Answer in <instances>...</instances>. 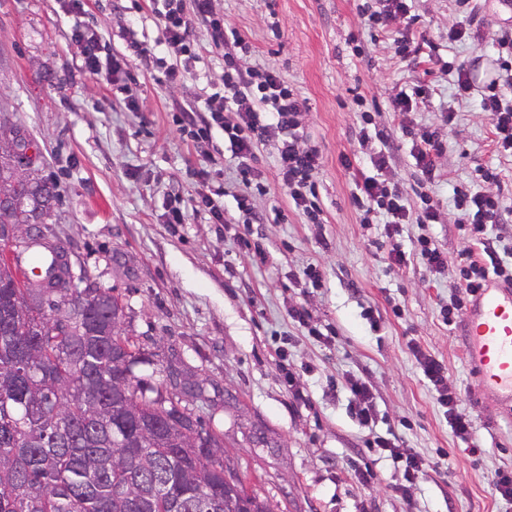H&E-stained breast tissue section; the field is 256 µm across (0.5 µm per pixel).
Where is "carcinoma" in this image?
<instances>
[{
	"label": "carcinoma",
	"instance_id": "1",
	"mask_svg": "<svg viewBox=\"0 0 512 512\" xmlns=\"http://www.w3.org/2000/svg\"><path fill=\"white\" fill-rule=\"evenodd\" d=\"M32 147L18 119L0 131ZM0 153V226L39 224L57 204L55 184ZM53 255L23 277L0 244V512H225L219 437L185 403L203 399L181 384L168 397L134 381L139 348L114 328L118 298L86 274L74 277L67 243L38 239Z\"/></svg>",
	"mask_w": 512,
	"mask_h": 512
}]
</instances>
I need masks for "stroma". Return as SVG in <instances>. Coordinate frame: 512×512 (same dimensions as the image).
<instances>
[{
	"mask_svg": "<svg viewBox=\"0 0 512 512\" xmlns=\"http://www.w3.org/2000/svg\"><path fill=\"white\" fill-rule=\"evenodd\" d=\"M87 3L83 21L109 53H124L130 33L155 45L160 32L148 0ZM473 3L470 24L458 0H409L416 31L436 48L431 60L423 51L400 56L392 36L369 26L377 0H217L226 28L250 46L241 66L276 70L305 101L303 126L322 157L314 181L323 221L308 223L280 188L273 145L254 161L261 188H248L217 135L210 149L222 162L226 223L201 214L170 224L168 211L202 189L199 158L170 111L203 101L224 71L221 51L195 32L198 76L174 86L161 70L131 68L127 84L139 106L132 112L105 78L83 71L69 39L73 19L59 0H0V108L26 128L41 152L39 174L59 194L44 232L67 241L75 273L118 298L124 328L145 357L137 379L165 394L172 382L198 381L205 399L192 403L194 414L222 438L250 489L280 512L500 510L493 480L512 469V409L475 381L461 325L444 322L440 309L458 292L467 246L455 225L454 189L478 168L497 169L504 211L488 233L512 236V157L496 150L481 90L458 101L451 76L433 73L431 97L406 117L388 108L430 64L496 58L493 42L512 28V8ZM465 23L472 38L449 41V29ZM365 110L385 138L362 140ZM405 124L436 130L446 144L435 170L438 221L407 226L401 237L408 251L420 233L437 241L447 265L435 276L415 258L389 268L382 225L363 226L352 199L359 172H371L386 152L409 203L419 206ZM243 194L246 211L236 205ZM310 265L319 283L305 279ZM299 305L320 337L290 317ZM412 341L447 368L473 416L472 444L452 433ZM358 377L374 397L368 425L351 405L349 382ZM378 435L396 436L432 465L407 494L397 490V466L373 445Z\"/></svg>",
	"mask_w": 512,
	"mask_h": 512,
	"instance_id": "obj_1",
	"label": "stroma"
}]
</instances>
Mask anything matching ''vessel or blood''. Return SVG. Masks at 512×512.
Returning <instances> with one entry per match:
<instances>
[{
    "mask_svg": "<svg viewBox=\"0 0 512 512\" xmlns=\"http://www.w3.org/2000/svg\"><path fill=\"white\" fill-rule=\"evenodd\" d=\"M464 357L478 383L512 406V285L487 280L464 322Z\"/></svg>",
    "mask_w": 512,
    "mask_h": 512,
    "instance_id": "1",
    "label": "vessel or blood"
}]
</instances>
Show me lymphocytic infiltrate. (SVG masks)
I'll list each match as a JSON object with an SVG mask.
<instances>
[{
    "instance_id": "1",
    "label": "lymphocytic infiltrate",
    "mask_w": 512,
    "mask_h": 512,
    "mask_svg": "<svg viewBox=\"0 0 512 512\" xmlns=\"http://www.w3.org/2000/svg\"><path fill=\"white\" fill-rule=\"evenodd\" d=\"M64 12L73 17L70 39L79 48L82 68L90 75L105 76L113 85L122 82L129 62H138L142 68H164L169 82L181 81L193 71L198 56L192 33L195 27H204L211 42L224 50V77L211 83V91L203 103L194 102L175 107L171 121L180 133L188 135L196 144V152L203 158L201 176H208L209 168L217 159L208 150L215 133H222L238 160L237 172L242 183L250 185L258 178L251 160L261 146L274 144L281 187L288 193L296 208L312 221L319 223L321 208L313 189V178L321 166L315 147L309 145L302 131L303 100L285 85L279 74L270 68H239L238 54L247 52L249 45L239 34H227L224 19L217 15L214 0H156L152 15L160 27L156 48L130 40L128 54L105 55L100 35L83 25L80 17L85 12V0H61ZM505 57L497 58L495 70L482 95L480 105L487 112L496 136L499 152L512 155V34H502L498 41ZM232 112L236 121L229 122L225 113ZM415 165L421 173L420 196L424 207L412 212L398 184L384 179L383 171L390 166V158L381 154L374 160L375 174H361L355 183L353 198L363 216L364 224H372L374 216H382L384 235L391 248L390 267L407 265L410 254L420 255L430 274L441 273L445 257L436 240L421 235L413 253H406L400 236L404 225L431 224L436 218L433 200L435 160L444 152V143L434 131L422 127L410 130ZM493 171H484L480 180L456 188V222L470 240L480 244L483 258L467 260L464 286L475 292L489 274L502 277L512 284V266L503 261L487 232L490 224L499 220L501 202L498 195L484 189L486 181L494 179ZM206 213L213 223L224 221V189L210 187L187 204L171 208L167 221L171 224L188 223L191 214ZM424 377L436 393L453 433L462 441L472 438V419L460 408V396L448 382V373L431 354L414 349ZM375 444L384 457L397 464L402 474V488L424 479L428 463L418 455L405 452L390 439L377 437Z\"/></svg>"
}]
</instances>
